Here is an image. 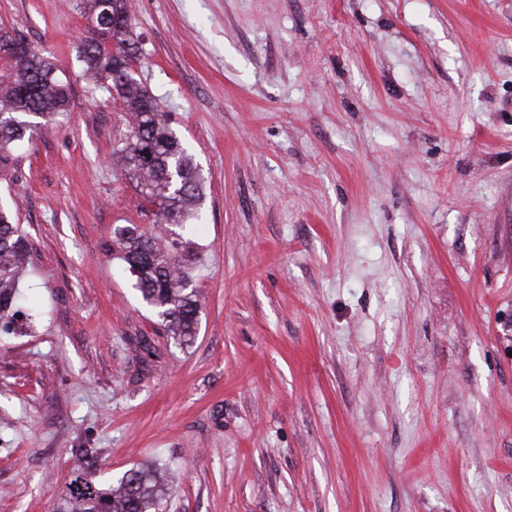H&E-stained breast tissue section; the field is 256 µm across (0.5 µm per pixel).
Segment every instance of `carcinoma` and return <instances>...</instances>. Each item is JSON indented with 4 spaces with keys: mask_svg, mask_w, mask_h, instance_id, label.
<instances>
[{
    "mask_svg": "<svg viewBox=\"0 0 512 512\" xmlns=\"http://www.w3.org/2000/svg\"><path fill=\"white\" fill-rule=\"evenodd\" d=\"M89 20L97 36L80 51L84 75L107 85L118 95L131 119V131L114 150L161 229L136 224L117 225L112 243L117 259L132 278V287L161 320L166 335L183 346L195 339L199 301L194 269L198 246L182 230L199 218L202 176L193 153L180 140L148 88L132 76L138 60L123 0H89ZM23 40L15 30L0 27V59L11 62L9 76L0 80V163L16 146L42 132L38 119L67 111L69 84L54 74L35 53L17 59L11 45ZM27 249L20 227L0 209V333H11L35 314L16 292L21 261ZM62 512H161V484L149 470H131L116 487H106L87 473L73 476L63 494Z\"/></svg>",
    "mask_w": 512,
    "mask_h": 512,
    "instance_id": "cac0c4a2",
    "label": "carcinoma"
}]
</instances>
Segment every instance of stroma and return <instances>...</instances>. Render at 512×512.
I'll use <instances>...</instances> for the list:
<instances>
[{
	"label": "stroma",
	"instance_id": "35a3bbf8",
	"mask_svg": "<svg viewBox=\"0 0 512 512\" xmlns=\"http://www.w3.org/2000/svg\"><path fill=\"white\" fill-rule=\"evenodd\" d=\"M125 7L204 171L197 335L103 251L151 218L86 0H0L71 85L0 169L40 313L0 336V512L89 462L158 468L164 512H512V0Z\"/></svg>",
	"mask_w": 512,
	"mask_h": 512
}]
</instances>
